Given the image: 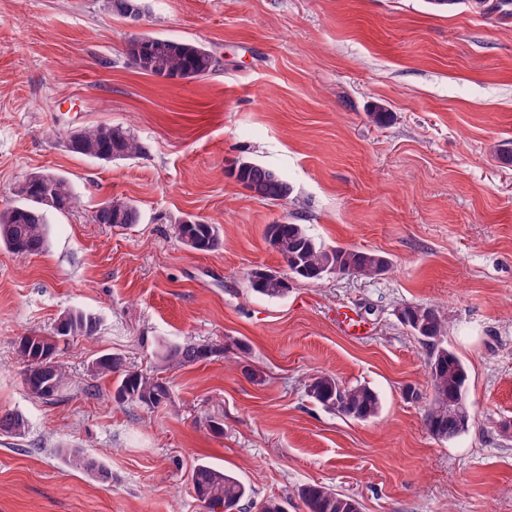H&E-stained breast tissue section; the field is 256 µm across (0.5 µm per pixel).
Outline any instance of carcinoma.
<instances>
[{
    "mask_svg": "<svg viewBox=\"0 0 512 512\" xmlns=\"http://www.w3.org/2000/svg\"><path fill=\"white\" fill-rule=\"evenodd\" d=\"M483 13L489 10L487 0H428L438 10H448L459 3ZM106 8L122 17L139 19L143 14L141 0H107ZM127 57L139 71L165 77L196 79L212 72L218 60L204 46L183 40L140 35L128 42ZM69 151L105 162L132 159L145 154L141 141L130 130L119 125H91L69 138ZM238 182L248 187L253 196L268 202L286 200L291 185L279 174L262 165L242 162L232 168ZM37 178L21 182L16 191L17 203L0 210V247L17 254H38L48 237V215L74 208L78 196L71 181L62 174L35 172ZM98 224L127 226L140 220L138 209L121 198L100 203L92 216ZM178 239L192 240L196 250L210 252L220 247L221 238L214 224L194 220L175 228ZM266 241L288 267V279L274 281L259 271L251 274L252 288L268 297L284 295L289 279L321 280L328 274L376 278L390 269L389 260L376 252L348 246L329 247L315 239L303 224L278 221L264 232ZM402 325L411 330L425 346L428 356L433 397L424 416L432 435L442 440L463 433L471 420L470 412H453L451 408L468 398V371L462 361L444 343L445 325L431 305L405 304L397 315ZM96 317L82 311H68L50 335L29 333L16 340V352L25 363V384L30 395L42 401L57 399L66 389L70 374L65 364L56 359L59 341L75 337H91L98 331ZM208 344L185 343L163 346L161 361L182 367L205 361L221 351ZM99 374L117 375L113 398L122 404L155 409L170 399L167 382L156 374L124 365L117 354L107 353L95 361ZM307 395L316 404L334 413L356 420L375 417L381 402L375 391L365 385L348 386L331 375H320L307 385ZM28 431L27 421L19 412L0 415V432L21 438ZM64 461L72 468L91 474L103 482L112 481L111 471L100 460L77 450L64 453ZM189 481L206 512H222L250 498L248 488L237 478L224 473L206 461L197 463ZM307 512H360V504L321 484H309L299 491Z\"/></svg>",
    "mask_w": 512,
    "mask_h": 512,
    "instance_id": "obj_1",
    "label": "carcinoma"
}]
</instances>
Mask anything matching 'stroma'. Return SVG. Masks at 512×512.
Segmentation results:
<instances>
[{"mask_svg":"<svg viewBox=\"0 0 512 512\" xmlns=\"http://www.w3.org/2000/svg\"><path fill=\"white\" fill-rule=\"evenodd\" d=\"M138 23L103 0H0V208L31 172L65 175L76 208L48 217L41 253L0 248V412L28 432L0 434V512H205L187 475L197 460L236 476L254 502L306 512L322 483L361 512H512V13L427 0H143ZM199 43L218 59L194 80L133 68L136 35ZM384 106L392 121L372 124ZM130 129L146 152L100 162L71 153V130ZM239 160L282 174L275 203L229 174ZM132 203L139 223H95L96 204ZM218 225L198 252L173 228ZM306 225L328 246L380 253L374 279L291 281L271 298L253 270L286 272L267 224ZM436 308L467 366L468 429L432 436L423 344L397 319ZM345 308L366 329L336 325ZM69 310L100 321L59 345L72 382L33 398L19 336L54 330ZM232 351L162 372L171 395L147 410L117 403L93 361L120 354L153 370L164 344ZM331 375L377 392L355 420L306 394ZM220 421L215 433L209 420ZM95 455L111 483L71 469L60 451Z\"/></svg>","mask_w":512,"mask_h":512,"instance_id":"35a3bbf8","label":"stroma"}]
</instances>
